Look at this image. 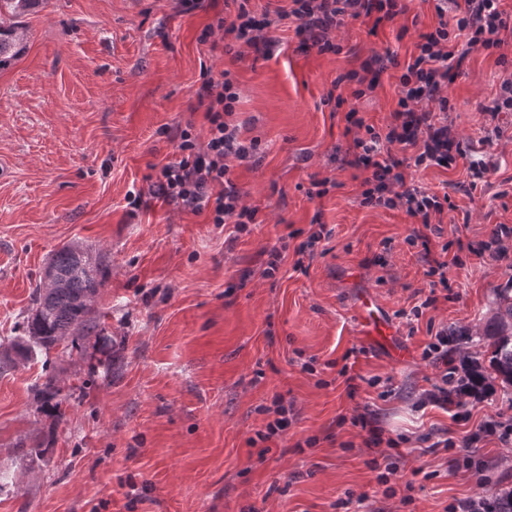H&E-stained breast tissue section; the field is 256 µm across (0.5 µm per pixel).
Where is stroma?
Wrapping results in <instances>:
<instances>
[{
    "label": "stroma",
    "mask_w": 512,
    "mask_h": 512,
    "mask_svg": "<svg viewBox=\"0 0 512 512\" xmlns=\"http://www.w3.org/2000/svg\"><path fill=\"white\" fill-rule=\"evenodd\" d=\"M436 5L412 0L379 26L346 20L335 54L304 48L285 20L270 57L248 49L236 61L199 40L224 0L191 13L174 0H48L22 17L28 50L0 70V162L11 167L0 179V340L20 334L54 249L80 244L110 276L96 303L105 345L90 339L0 370V512H345L344 500L363 493L377 512H448L456 500L512 489V444L464 445L486 417L512 422V397L497 390L461 410L419 404L444 379L423 357L435 333L469 331L462 352L478 356L494 292L512 286V256L482 260L457 246L512 227V112L483 111L512 76V46L503 64L496 51H472L448 86V124L467 158L407 170L451 202L431 236L450 288L414 325L399 316L420 304L427 282L407 242L414 223L402 209L361 205L363 173L339 162L347 112L381 126L397 103L398 69L360 98L348 73L376 53L408 61L437 24ZM204 66L233 69L234 118L260 141L256 159L234 167L256 211L243 233L148 191L177 156L165 128L190 121L206 134L194 108ZM474 159L493 170L468 194ZM325 177L333 187L309 198L312 180ZM140 189V209L127 208ZM315 222L330 235L296 269ZM274 246L285 252L269 278ZM364 291L392 322L402 356L358 335ZM108 356L118 364L109 376L98 366ZM346 364L365 379L353 397ZM47 372L58 378L59 419L34 388ZM277 394L292 423L264 454L252 440ZM361 407L399 443L389 485L378 484L353 423ZM438 436L453 448L432 447ZM39 447L43 456H30Z\"/></svg>",
    "instance_id": "stroma-1"
}]
</instances>
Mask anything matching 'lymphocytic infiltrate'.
I'll list each match as a JSON object with an SVG mask.
<instances>
[{
	"mask_svg": "<svg viewBox=\"0 0 512 512\" xmlns=\"http://www.w3.org/2000/svg\"><path fill=\"white\" fill-rule=\"evenodd\" d=\"M247 2L239 0L235 14L207 24L201 41L221 31L268 57L278 44L274 35L278 22L290 19L306 46L322 54L335 53L339 47L333 34L346 19L372 17L379 23L391 22L409 10L407 0H291V8L272 15L249 10ZM436 12L437 25L421 35L416 55L403 66L390 122L381 127L369 124L352 109L346 115L345 129L352 141L344 163L367 173L362 205L401 208L422 224L408 242L420 246L425 275L430 279L431 293L424 306L433 305L437 288L448 284V263L433 254L425 232L433 217L443 213L445 201L409 183L406 169L411 164L445 168L465 156L463 140L447 121H435L434 115L452 111L448 83L469 53L504 47L511 41L506 33L512 30V19L501 10L500 0H449L448 5L437 6ZM195 97L204 113L207 135L198 137L190 122L170 130L178 157L161 167L151 191L167 202L209 211L211 223L245 231L254 223L256 212L243 203L244 191L232 177L233 164L254 158L259 144L254 139L242 140L239 125L231 120L239 100L231 71L215 73L202 68ZM424 306L412 307L410 317H420Z\"/></svg>",
	"mask_w": 512,
	"mask_h": 512,
	"instance_id": "1",
	"label": "lymphocytic infiltrate"
}]
</instances>
